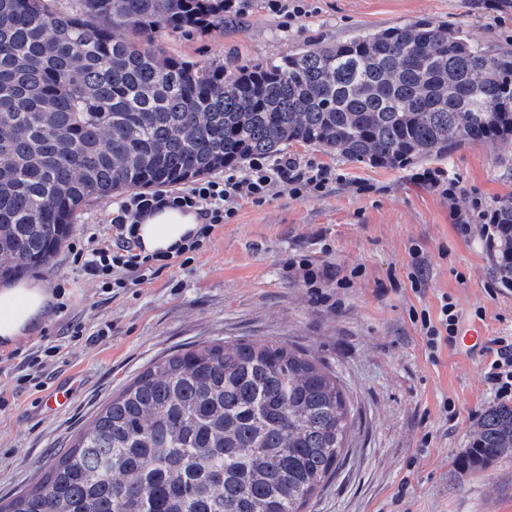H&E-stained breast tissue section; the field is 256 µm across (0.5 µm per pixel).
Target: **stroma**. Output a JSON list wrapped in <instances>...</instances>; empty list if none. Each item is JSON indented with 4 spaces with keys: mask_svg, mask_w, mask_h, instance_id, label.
I'll return each mask as SVG.
<instances>
[{
    "mask_svg": "<svg viewBox=\"0 0 512 512\" xmlns=\"http://www.w3.org/2000/svg\"><path fill=\"white\" fill-rule=\"evenodd\" d=\"M308 14L283 27L253 0L250 12L223 28L169 38L173 52L193 60L228 57L263 63L305 45L343 41L420 18L459 26L493 50H512V9L492 0H306ZM284 155L334 167L344 183L293 195L277 185L268 202L243 205L217 228L184 267L150 283L102 289L61 247L45 282L57 305L40 332L19 339L34 351L62 337L67 324L112 334L79 342L42 371L45 390L68 386L69 404L48 415L44 392L7 390L0 408V496L34 482L78 429L125 383L157 358L203 341L272 340L298 347L338 373L355 415L348 453L337 476L313 497L308 512H512V455L494 467L463 474L458 462L479 415L494 403L483 383L479 353L458 347L430 361L416 313L438 315L441 295L463 325L487 336L512 333V288H503L496 259L478 234L455 227L451 203L483 224L497 203L512 198V138L474 143L440 159L401 168L352 163L299 143ZM441 169L455 200L411 175ZM121 194L87 201L70 240L103 236ZM428 264L420 285L409 278L413 255ZM308 261L359 276L345 288L314 290L291 275L289 261ZM457 418H447L445 405Z\"/></svg>",
    "mask_w": 512,
    "mask_h": 512,
    "instance_id": "35a3bbf8",
    "label": "stroma"
}]
</instances>
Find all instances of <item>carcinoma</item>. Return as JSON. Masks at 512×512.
<instances>
[{"label":"carcinoma","instance_id":"1","mask_svg":"<svg viewBox=\"0 0 512 512\" xmlns=\"http://www.w3.org/2000/svg\"><path fill=\"white\" fill-rule=\"evenodd\" d=\"M224 0H0V277L47 267L79 208L291 143L402 167L512 138V52L421 19L261 64L193 61L169 35ZM512 278V200L492 211ZM354 425L341 378L272 341L154 360L0 512H305ZM512 454V403L473 426L462 471Z\"/></svg>","mask_w":512,"mask_h":512}]
</instances>
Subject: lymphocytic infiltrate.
Here are the masks:
<instances>
[{"instance_id": "obj_1", "label": "lymphocytic infiltrate", "mask_w": 512, "mask_h": 512, "mask_svg": "<svg viewBox=\"0 0 512 512\" xmlns=\"http://www.w3.org/2000/svg\"><path fill=\"white\" fill-rule=\"evenodd\" d=\"M340 177L332 168L312 161L284 157H251L243 168L231 167L220 179L193 181L187 188L174 192H134L127 195L113 210L109 228L102 238L74 242L70 251L84 274L101 286L124 288L148 283L160 271L174 268L180 258L199 251L214 230L231 219L241 204L263 205L274 185L290 187L294 194L304 191L324 192ZM178 208L195 212L201 223L179 243L164 251H146L139 225L146 214ZM422 339L429 359H437L440 351L457 341L459 319L449 297L440 300L437 318L420 317ZM61 345L44 347L38 352L19 349L9 352L0 364V391L12 382L41 387V372L47 359L58 357ZM482 351L485 359L481 376L489 391L498 400H512V335L487 340Z\"/></svg>"}]
</instances>
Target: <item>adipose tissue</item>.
<instances>
[{"label": "adipose tissue", "mask_w": 512, "mask_h": 512, "mask_svg": "<svg viewBox=\"0 0 512 512\" xmlns=\"http://www.w3.org/2000/svg\"><path fill=\"white\" fill-rule=\"evenodd\" d=\"M199 222L194 212L165 209L143 218L140 226L147 251L164 250ZM55 298L39 280H9L0 285V342L11 345L19 338L34 334L52 312Z\"/></svg>", "instance_id": "obj_1"}]
</instances>
